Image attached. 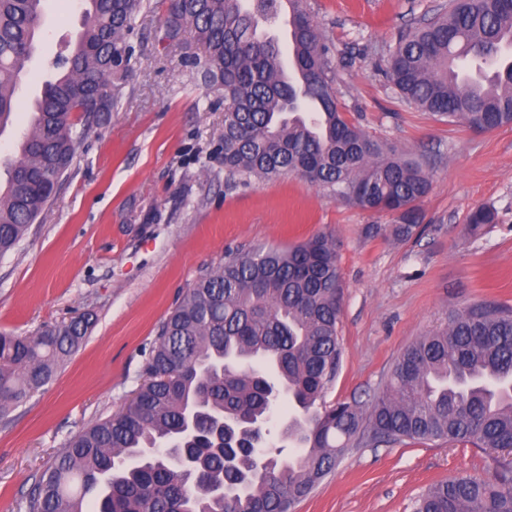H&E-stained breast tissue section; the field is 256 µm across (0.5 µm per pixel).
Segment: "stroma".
Wrapping results in <instances>:
<instances>
[{"mask_svg": "<svg viewBox=\"0 0 512 512\" xmlns=\"http://www.w3.org/2000/svg\"><path fill=\"white\" fill-rule=\"evenodd\" d=\"M448 0H308L336 73L345 117L419 161L431 187L419 230L288 175L243 186L224 171V92L201 82L195 39L158 42L168 0H153L128 41L123 97L78 144L42 223L0 257V332L35 335L89 313L83 345L51 382L0 419V512H26L46 463L83 428L123 408L142 381L158 327L201 272L228 251L332 235L343 300V355L327 402L382 391L403 350L479 302L512 306V126L480 132L408 104L384 74L398 42ZM80 28L76 0H45L37 50L16 93L0 162L30 125L42 85ZM488 205L495 223L471 231ZM508 455L444 441L361 447L294 512H412L429 485L493 473Z\"/></svg>", "mask_w": 512, "mask_h": 512, "instance_id": "stroma-1", "label": "stroma"}]
</instances>
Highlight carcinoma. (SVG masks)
<instances>
[{
    "mask_svg": "<svg viewBox=\"0 0 512 512\" xmlns=\"http://www.w3.org/2000/svg\"><path fill=\"white\" fill-rule=\"evenodd\" d=\"M44 0H0V134L36 51ZM82 28L45 82L18 158L0 186V256L50 206L76 146L96 123L86 92L110 113L127 70L110 65L152 0H83ZM282 0H170L160 32L192 34L206 78L224 87V169L232 179L297 175L363 210L391 212L396 238L418 227L431 186L422 165L340 111L329 49L305 0H294L288 54L270 29ZM386 74L410 104L450 123L512 126V0H449L400 41ZM496 220L481 206L468 223ZM335 242L252 245L202 274L159 325L143 382L117 413L72 437L36 480L27 512H292L358 444L448 441L512 451V309L476 304L408 345L369 401H325L342 359ZM79 315L35 336L0 334V418L49 384L85 340ZM287 401L277 439L258 430L227 456L214 418L242 428ZM196 415L208 436L188 472L171 454ZM414 512H512V463L429 487Z\"/></svg>",
    "mask_w": 512,
    "mask_h": 512,
    "instance_id": "cac0c4a2",
    "label": "carcinoma"
}]
</instances>
